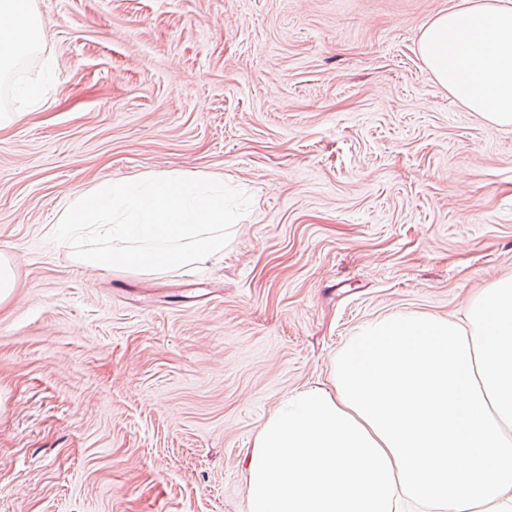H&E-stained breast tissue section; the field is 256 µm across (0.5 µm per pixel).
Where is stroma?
<instances>
[{"label": "stroma", "instance_id": "obj_1", "mask_svg": "<svg viewBox=\"0 0 512 512\" xmlns=\"http://www.w3.org/2000/svg\"><path fill=\"white\" fill-rule=\"evenodd\" d=\"M465 0H34L0 77V512H246L288 394L368 322L458 319L512 276V127L455 102L419 43ZM172 172L251 198L223 250L95 270L50 224Z\"/></svg>", "mask_w": 512, "mask_h": 512}]
</instances>
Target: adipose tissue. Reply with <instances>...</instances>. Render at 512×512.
I'll return each instance as SVG.
<instances>
[{
	"label": "adipose tissue",
	"mask_w": 512,
	"mask_h": 512,
	"mask_svg": "<svg viewBox=\"0 0 512 512\" xmlns=\"http://www.w3.org/2000/svg\"><path fill=\"white\" fill-rule=\"evenodd\" d=\"M40 36L29 0H0V75ZM420 51L456 101L512 126V7L442 14ZM454 450L472 459L461 480ZM247 472L246 512H512V277L459 320L395 313L361 327L330 386L267 418Z\"/></svg>",
	"instance_id": "adipose-tissue-1"
}]
</instances>
